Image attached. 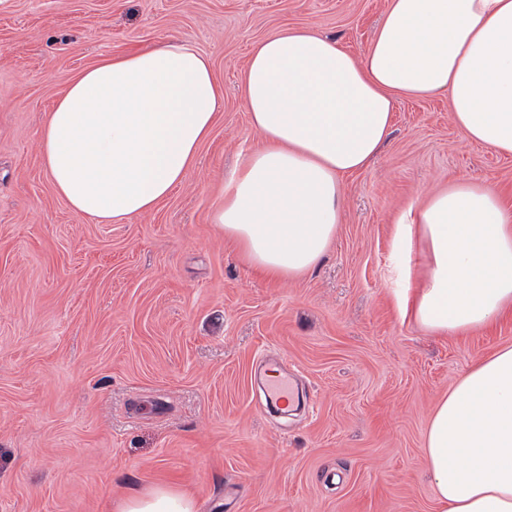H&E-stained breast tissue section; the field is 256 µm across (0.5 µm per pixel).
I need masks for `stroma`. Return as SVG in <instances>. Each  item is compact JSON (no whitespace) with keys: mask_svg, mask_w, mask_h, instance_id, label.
Segmentation results:
<instances>
[{"mask_svg":"<svg viewBox=\"0 0 512 512\" xmlns=\"http://www.w3.org/2000/svg\"><path fill=\"white\" fill-rule=\"evenodd\" d=\"M386 0H0V512H118L155 486L198 512H435L432 413L512 346V312L435 336L401 315L425 280L397 219L460 180L512 199V157L465 140L447 95L400 100L375 158L346 176L336 239L301 277L255 275L212 215L260 142L240 94L283 28L362 57ZM186 36L224 107L198 163L152 212L92 224L43 166L41 127L102 57ZM302 387L276 416L255 375Z\"/></svg>","mask_w":512,"mask_h":512,"instance_id":"obj_1","label":"stroma"}]
</instances>
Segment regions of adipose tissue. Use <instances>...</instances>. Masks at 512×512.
Segmentation results:
<instances>
[{
    "label": "adipose tissue",
    "instance_id": "adipose-tissue-1",
    "mask_svg": "<svg viewBox=\"0 0 512 512\" xmlns=\"http://www.w3.org/2000/svg\"><path fill=\"white\" fill-rule=\"evenodd\" d=\"M240 93L260 147L232 173L213 215L251 269L288 280L313 269L341 219V177L385 141L400 98L447 95L466 140L512 155V0H388L362 58L333 38L286 28L252 48ZM224 90L186 37L112 56L69 84L42 128L56 194L94 224L152 211L209 138ZM422 242L424 287L403 312L438 335L512 310V204L459 181L399 220ZM424 456L438 512H512V347L475 363L436 406ZM119 512H195L156 486Z\"/></svg>",
    "mask_w": 512,
    "mask_h": 512
}]
</instances>
